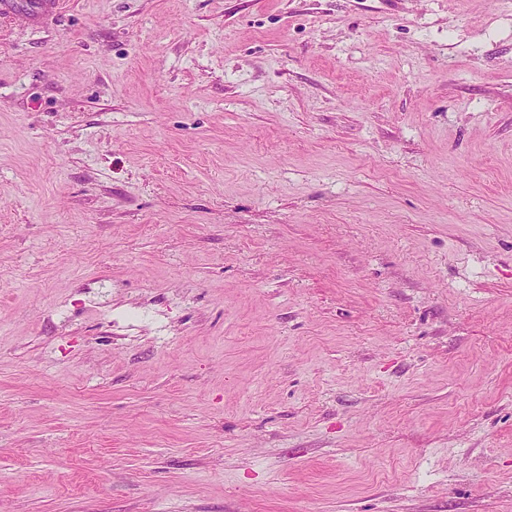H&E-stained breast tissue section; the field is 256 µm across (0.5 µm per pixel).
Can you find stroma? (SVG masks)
I'll use <instances>...</instances> for the list:
<instances>
[{"mask_svg":"<svg viewBox=\"0 0 512 512\" xmlns=\"http://www.w3.org/2000/svg\"><path fill=\"white\" fill-rule=\"evenodd\" d=\"M0 512H512V0L0 16Z\"/></svg>","mask_w":512,"mask_h":512,"instance_id":"35a3bbf8","label":"stroma"}]
</instances>
